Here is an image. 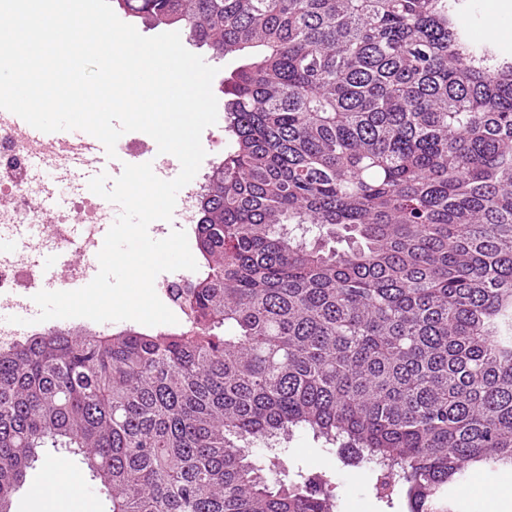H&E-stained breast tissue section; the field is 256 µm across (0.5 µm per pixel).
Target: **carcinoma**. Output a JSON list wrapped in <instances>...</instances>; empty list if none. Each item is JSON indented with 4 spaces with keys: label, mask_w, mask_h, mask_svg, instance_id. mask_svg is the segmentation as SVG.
<instances>
[{
    "label": "carcinoma",
    "mask_w": 512,
    "mask_h": 512,
    "mask_svg": "<svg viewBox=\"0 0 512 512\" xmlns=\"http://www.w3.org/2000/svg\"><path fill=\"white\" fill-rule=\"evenodd\" d=\"M117 5L247 56L203 272L174 292L179 329L0 348V512L48 444L112 512H334L327 483L252 454L296 429L375 463L409 512L511 467L512 58L462 29L463 0Z\"/></svg>",
    "instance_id": "cac0c4a2"
}]
</instances>
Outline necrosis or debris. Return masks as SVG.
<instances>
[{
  "label": "necrosis or debris",
  "mask_w": 512,
  "mask_h": 512,
  "mask_svg": "<svg viewBox=\"0 0 512 512\" xmlns=\"http://www.w3.org/2000/svg\"><path fill=\"white\" fill-rule=\"evenodd\" d=\"M35 156L21 131L0 127V230L19 224L37 227L24 251H0V306L31 300L40 279L38 256L45 243L71 244L72 215L49 220L41 210L40 187L31 176Z\"/></svg>",
  "instance_id": "necrosis-or-debris-1"
}]
</instances>
